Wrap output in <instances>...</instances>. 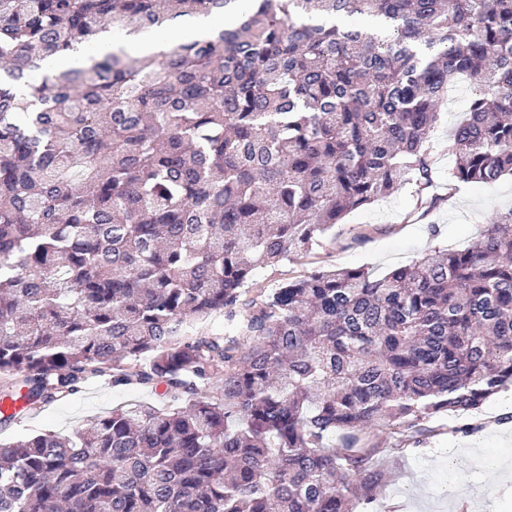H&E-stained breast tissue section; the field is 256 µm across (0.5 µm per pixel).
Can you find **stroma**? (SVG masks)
Instances as JSON below:
<instances>
[{
  "instance_id": "1",
  "label": "stroma",
  "mask_w": 512,
  "mask_h": 512,
  "mask_svg": "<svg viewBox=\"0 0 512 512\" xmlns=\"http://www.w3.org/2000/svg\"><path fill=\"white\" fill-rule=\"evenodd\" d=\"M473 88L460 79L449 89L441 118L432 137L434 166L446 174L448 131L460 121ZM512 207V177L493 184L463 186L450 203L426 219L410 216L413 202L408 190L351 213L336 225L317 254L289 255L281 263L256 269L253 288H272L290 277L322 267H365L382 274L411 263L433 248L460 249L470 244L497 212ZM440 234L431 237L429 224ZM158 390L114 387L105 377L88 380L80 391L37 414L18 417L7 429L12 438H23L46 429L66 434L90 423L112 408L146 400H160ZM512 409V387L491 397L468 422L476 432L461 433L466 420L442 416L427 422L422 445L394 452L399 436L392 427L377 423L366 431L367 447L378 449V461L388 483L381 504L397 505L399 512H512V426L502 421ZM471 455L494 460L491 468H460L459 459Z\"/></svg>"
}]
</instances>
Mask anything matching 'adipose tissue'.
<instances>
[{
  "label": "adipose tissue",
  "instance_id": "obj_1",
  "mask_svg": "<svg viewBox=\"0 0 512 512\" xmlns=\"http://www.w3.org/2000/svg\"><path fill=\"white\" fill-rule=\"evenodd\" d=\"M122 43L124 48L132 53L146 55L168 51L172 48V41L164 34L158 32H141L138 34H123L121 38H114L111 30H103L95 44L76 45L73 49L51 58L47 61L46 71L53 72L62 69H79L87 67L91 60L111 52L115 43Z\"/></svg>",
  "mask_w": 512,
  "mask_h": 512
}]
</instances>
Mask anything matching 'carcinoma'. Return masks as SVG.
Instances as JSON below:
<instances>
[{"label":"carcinoma","mask_w":512,"mask_h":512,"mask_svg":"<svg viewBox=\"0 0 512 512\" xmlns=\"http://www.w3.org/2000/svg\"><path fill=\"white\" fill-rule=\"evenodd\" d=\"M237 2L0 0V429L96 376L165 397L0 441V512H362L386 483L365 428L418 445L512 385V207L465 249L242 301L404 184L425 216L512 175V0ZM228 12L142 61L43 72L102 29ZM459 77L478 93L441 194ZM216 312L231 333L189 334ZM230 21L224 14L200 16L190 22V32L194 38L207 37L210 33L224 28ZM472 93L471 84L461 78L448 90V97L441 107L440 122L432 137V154L437 174L442 178L454 162L448 157V130L464 116Z\"/></svg>","instance_id":"cac0c4a2"}]
</instances>
